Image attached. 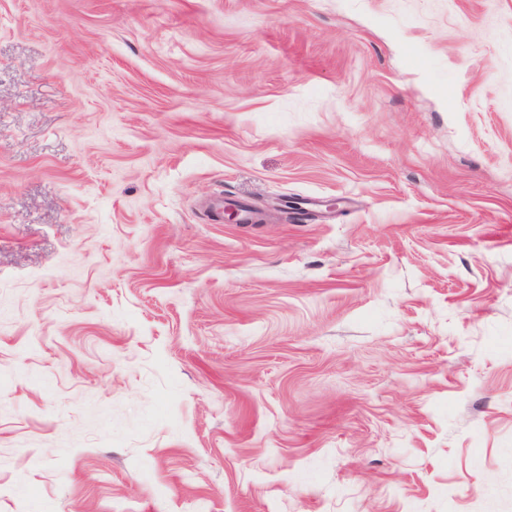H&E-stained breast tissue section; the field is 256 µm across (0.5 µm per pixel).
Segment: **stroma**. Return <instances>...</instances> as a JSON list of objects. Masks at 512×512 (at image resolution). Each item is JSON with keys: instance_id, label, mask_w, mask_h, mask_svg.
I'll return each instance as SVG.
<instances>
[{"instance_id": "35a3bbf8", "label": "stroma", "mask_w": 512, "mask_h": 512, "mask_svg": "<svg viewBox=\"0 0 512 512\" xmlns=\"http://www.w3.org/2000/svg\"><path fill=\"white\" fill-rule=\"evenodd\" d=\"M200 501L512 512V0H0V512Z\"/></svg>"}]
</instances>
